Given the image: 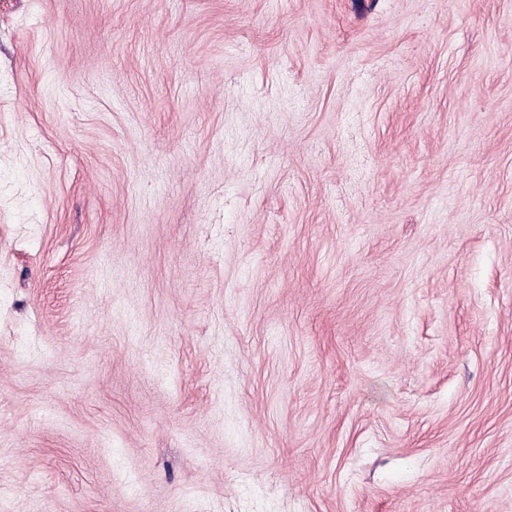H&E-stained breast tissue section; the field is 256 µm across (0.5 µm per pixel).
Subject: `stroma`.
I'll return each instance as SVG.
<instances>
[{"mask_svg": "<svg viewBox=\"0 0 512 512\" xmlns=\"http://www.w3.org/2000/svg\"><path fill=\"white\" fill-rule=\"evenodd\" d=\"M0 512H512V0H0Z\"/></svg>", "mask_w": 512, "mask_h": 512, "instance_id": "1", "label": "stroma"}]
</instances>
